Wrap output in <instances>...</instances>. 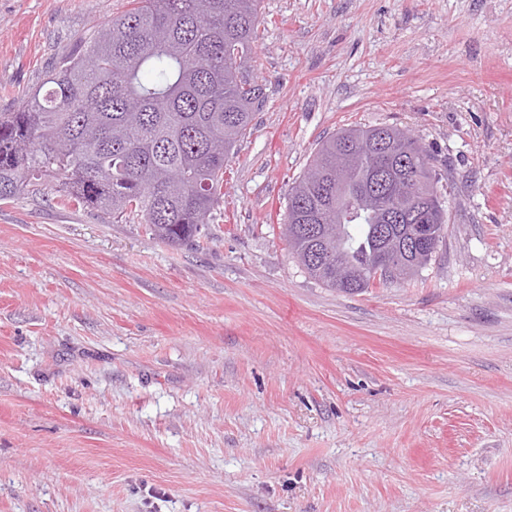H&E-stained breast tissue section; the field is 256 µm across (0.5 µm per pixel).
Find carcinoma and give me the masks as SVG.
<instances>
[{
	"label": "carcinoma",
	"mask_w": 512,
	"mask_h": 512,
	"mask_svg": "<svg viewBox=\"0 0 512 512\" xmlns=\"http://www.w3.org/2000/svg\"><path fill=\"white\" fill-rule=\"evenodd\" d=\"M261 0H130L83 37L22 108L0 112V201L51 187L107 223L135 218L171 247L197 241L224 198V163L265 98L250 61ZM385 163L389 180H374ZM434 157L391 125L341 129L319 143L288 193L285 234L299 266L328 288L362 293L426 267L448 216ZM412 221L390 210L409 201ZM390 254L396 274L379 271ZM352 270L342 282L330 271Z\"/></svg>",
	"instance_id": "cac0c4a2"
}]
</instances>
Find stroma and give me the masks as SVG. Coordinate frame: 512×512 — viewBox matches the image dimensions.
I'll return each instance as SVG.
<instances>
[{
  "mask_svg": "<svg viewBox=\"0 0 512 512\" xmlns=\"http://www.w3.org/2000/svg\"><path fill=\"white\" fill-rule=\"evenodd\" d=\"M129 0H0V112ZM265 100L199 245L0 201V512H512V0H262ZM423 137L445 240L345 294L288 191L351 126Z\"/></svg>",
  "mask_w": 512,
  "mask_h": 512,
  "instance_id": "1",
  "label": "stroma"
}]
</instances>
